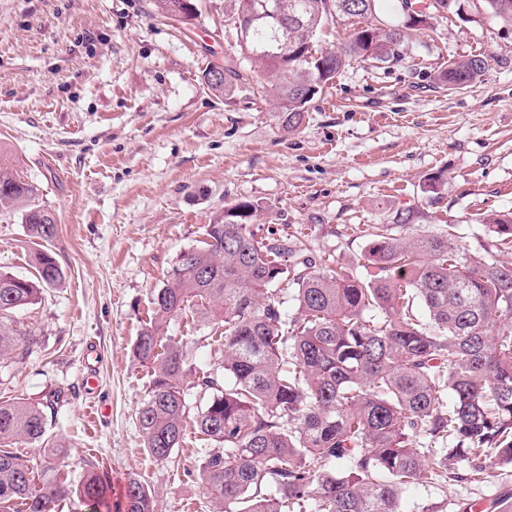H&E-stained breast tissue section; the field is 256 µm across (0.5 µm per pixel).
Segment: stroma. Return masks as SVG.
Wrapping results in <instances>:
<instances>
[{"instance_id":"35a3bbf8","label":"stroma","mask_w":512,"mask_h":512,"mask_svg":"<svg viewBox=\"0 0 512 512\" xmlns=\"http://www.w3.org/2000/svg\"><path fill=\"white\" fill-rule=\"evenodd\" d=\"M225 0H199L193 24L163 16L154 0H0V152L38 186L54 214L60 285L16 310L35 337L21 361L0 360V401H68L48 426L63 442L56 461L79 481L87 463L113 489L136 475L158 512H211L197 465L214 446L188 433L171 459L144 449L136 412L149 377L132 345L149 320L152 292L203 227L236 202L259 203L252 223L304 242L350 274L361 271L366 226L416 209L411 234L455 225L470 250L480 214L512 212V26L460 0L412 38L388 69L346 66L286 129L257 85L222 96L207 65L239 52ZM484 54L480 81L461 90L434 77L448 60ZM442 174L438 199L423 191ZM20 210L0 213V269L33 273ZM512 492V464L407 491L405 512L447 499L470 512Z\"/></svg>"}]
</instances>
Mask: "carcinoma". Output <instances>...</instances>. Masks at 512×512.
Returning <instances> with one entry per match:
<instances>
[{
  "label": "carcinoma",
  "mask_w": 512,
  "mask_h": 512,
  "mask_svg": "<svg viewBox=\"0 0 512 512\" xmlns=\"http://www.w3.org/2000/svg\"><path fill=\"white\" fill-rule=\"evenodd\" d=\"M155 2L185 25L195 18L194 0ZM226 2L240 57L208 66L207 88L251 84L254 64L290 129L347 61L389 68L405 59L410 31L460 9L458 0H398L401 19L376 24L378 0H276L284 30L257 17L263 0ZM481 2L512 24V0ZM330 18L353 31L340 50L321 52L316 35ZM285 45L288 57L274 55ZM487 70L485 56L471 55L437 80L463 89ZM38 191L0 167V211L24 207L35 245L34 278L0 271L1 360L26 358L34 343L11 314L63 278L48 248L55 216L34 203ZM259 209L240 201L224 210V223L206 225L201 245L179 254L154 291L132 346L149 375L136 413L148 453L165 461L183 443L191 379L207 396L195 426L217 447L199 464L213 512H403L412 486L479 475L493 458L512 464V264L497 259L512 244V213L484 215L491 244L472 252L451 233L399 234L416 211H398L368 226L364 273L353 276L286 234L256 237L247 219ZM187 313L222 346L223 382L194 366L193 337L168 334ZM63 400L58 390L42 403L0 402V512H54L73 495L87 512H158L134 475L114 503L95 464L76 484L35 473L18 449L39 443L58 455L45 439Z\"/></svg>",
  "instance_id": "obj_1"
}]
</instances>
